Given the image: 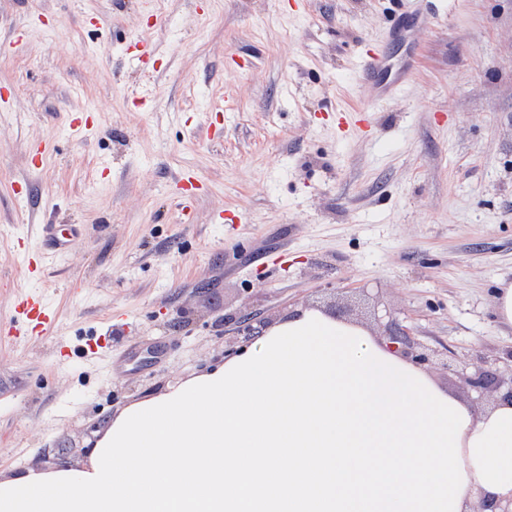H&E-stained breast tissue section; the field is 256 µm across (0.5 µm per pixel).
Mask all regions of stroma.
Here are the masks:
<instances>
[{"instance_id":"obj_1","label":"stroma","mask_w":512,"mask_h":512,"mask_svg":"<svg viewBox=\"0 0 512 512\" xmlns=\"http://www.w3.org/2000/svg\"><path fill=\"white\" fill-rule=\"evenodd\" d=\"M427 9L417 74L377 102L360 53L395 0H0V43L25 41L0 51V326L23 290L57 312L50 333L0 340L1 475L83 461L127 404L246 347L224 327L239 312L339 308L380 341L400 323L437 383L492 407L498 392L461 373L512 380L496 312L512 283V0ZM144 34L156 60L139 69L120 50ZM233 55L255 63L226 69ZM343 109L367 129L341 130ZM74 114L97 121L78 134ZM188 169L203 193L183 224ZM46 224L71 229L69 249L34 271L13 244L48 249ZM104 334V357H85Z\"/></svg>"}]
</instances>
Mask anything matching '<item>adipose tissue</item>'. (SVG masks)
<instances>
[{"mask_svg": "<svg viewBox=\"0 0 512 512\" xmlns=\"http://www.w3.org/2000/svg\"><path fill=\"white\" fill-rule=\"evenodd\" d=\"M460 438L468 479L459 512L483 501L512 499V403L497 401L484 413H470Z\"/></svg>", "mask_w": 512, "mask_h": 512, "instance_id": "adipose-tissue-1", "label": "adipose tissue"}]
</instances>
